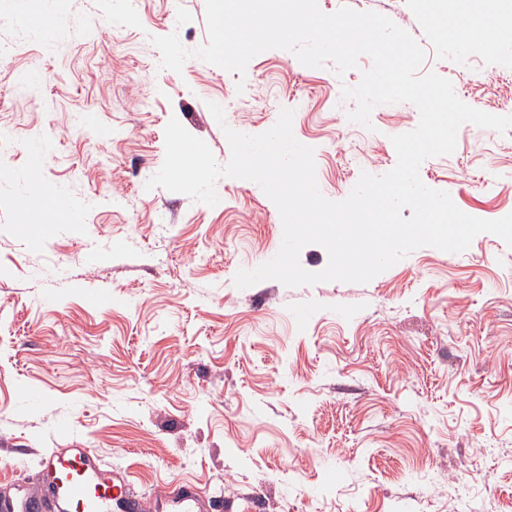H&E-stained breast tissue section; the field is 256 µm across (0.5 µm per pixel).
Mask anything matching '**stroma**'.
<instances>
[{"label":"stroma","instance_id":"35a3bbf8","mask_svg":"<svg viewBox=\"0 0 512 512\" xmlns=\"http://www.w3.org/2000/svg\"><path fill=\"white\" fill-rule=\"evenodd\" d=\"M318 5L388 16L425 50L423 71L512 113V46L487 62L482 39L431 24L430 0ZM45 15L57 30L34 26ZM172 33L205 44V0H0V126L18 134L0 162V495L40 496L41 454L91 448L145 499L195 483L203 512H512V248L483 233L365 284L240 289L238 270L282 242L260 186L220 178L212 207L146 187L170 118L224 164V127L257 135L290 108L322 195L340 201L395 166L390 138L418 109L349 121L341 88L366 56L341 78L280 49L242 75L196 58L178 74L152 43ZM420 177L468 215L512 213V130L463 124ZM98 293L108 302L88 305Z\"/></svg>","mask_w":512,"mask_h":512}]
</instances>
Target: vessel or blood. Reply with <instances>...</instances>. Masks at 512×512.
<instances>
[{"label":"vessel or blood","mask_w":512,"mask_h":512,"mask_svg":"<svg viewBox=\"0 0 512 512\" xmlns=\"http://www.w3.org/2000/svg\"><path fill=\"white\" fill-rule=\"evenodd\" d=\"M44 494L59 512H144L124 478L101 475L100 460L91 449L65 448L45 454L40 461ZM36 505L24 486L0 500V512H34ZM153 512H200L198 489L181 483L165 490L154 501Z\"/></svg>","instance_id":"b4317fda"}]
</instances>
